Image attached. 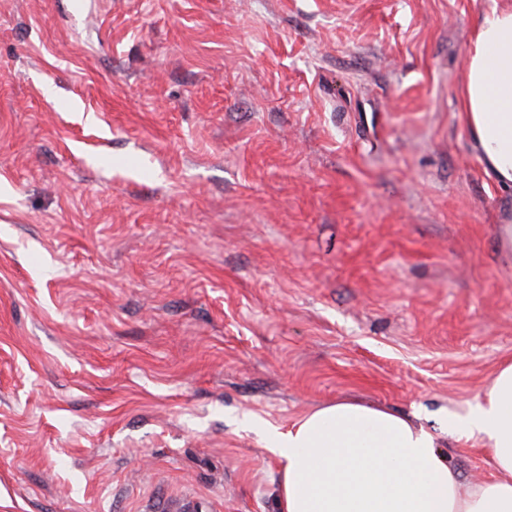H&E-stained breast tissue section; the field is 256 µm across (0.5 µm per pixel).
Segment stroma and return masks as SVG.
Instances as JSON below:
<instances>
[{"mask_svg":"<svg viewBox=\"0 0 512 512\" xmlns=\"http://www.w3.org/2000/svg\"><path fill=\"white\" fill-rule=\"evenodd\" d=\"M501 2L0 0V512H279L268 431L342 399L490 477ZM485 172L512 189V5L479 16L459 96Z\"/></svg>","mask_w":512,"mask_h":512,"instance_id":"obj_1","label":"stroma"}]
</instances>
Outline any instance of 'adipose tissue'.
Instances as JSON below:
<instances>
[{
	"instance_id": "ef3b65f1",
	"label": "adipose tissue",
	"mask_w": 512,
	"mask_h": 512,
	"mask_svg": "<svg viewBox=\"0 0 512 512\" xmlns=\"http://www.w3.org/2000/svg\"><path fill=\"white\" fill-rule=\"evenodd\" d=\"M460 108L486 173L512 189V5L479 16ZM448 429L478 441L493 473L462 487L434 436L410 419L351 400L271 436L282 462L281 512H512V363Z\"/></svg>"
}]
</instances>
